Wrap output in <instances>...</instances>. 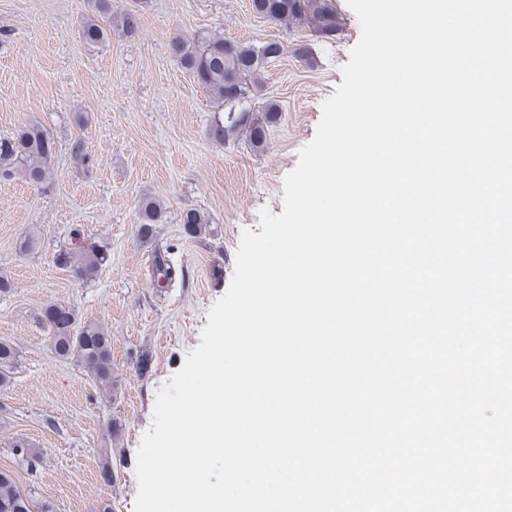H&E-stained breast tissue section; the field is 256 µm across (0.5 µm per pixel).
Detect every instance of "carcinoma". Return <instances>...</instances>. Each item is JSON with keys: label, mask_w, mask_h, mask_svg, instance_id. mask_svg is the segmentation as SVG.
Listing matches in <instances>:
<instances>
[{"label": "carcinoma", "mask_w": 512, "mask_h": 512, "mask_svg": "<svg viewBox=\"0 0 512 512\" xmlns=\"http://www.w3.org/2000/svg\"><path fill=\"white\" fill-rule=\"evenodd\" d=\"M252 9L269 21L306 26L326 38L339 30L335 0H252ZM81 37L87 43H98L107 37V31L90 19L82 24ZM169 52L199 85L224 105V112L214 114L210 121L209 137L222 143L240 133L253 149L263 148L282 113L274 102L256 105V89L270 62L288 53V44L270 39L255 45L201 35L193 43L181 37L173 38ZM53 148L54 142L38 124L24 125L13 134L0 137V178L18 174L31 186L41 187L47 178ZM138 213L136 237L149 242L154 238L162 209L155 201L144 199L138 205ZM206 223L208 218L197 209H188L181 215L183 231L191 237L201 234ZM57 261L76 278L90 280L107 261V253L98 248L80 254L65 251L58 255ZM152 275L158 287L167 288L177 278L184 277V271L174 265L168 252L157 251L152 259ZM40 320L51 332L56 356L76 359L96 383L112 386V342L100 326L81 323L73 309L61 304L43 308ZM17 357V349L9 341L0 340V387L10 382ZM15 452L28 472H37L41 466L38 452L23 444L15 446ZM0 512H36L32 494L20 489L12 472L6 469H0Z\"/></svg>", "instance_id": "obj_1"}]
</instances>
